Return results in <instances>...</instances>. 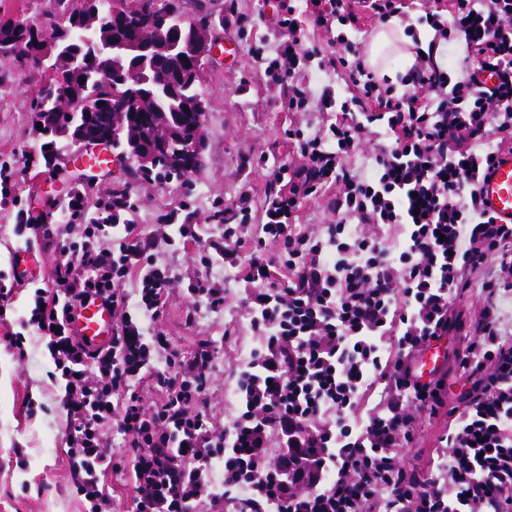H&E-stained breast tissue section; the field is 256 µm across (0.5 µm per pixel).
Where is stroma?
<instances>
[{"mask_svg":"<svg viewBox=\"0 0 512 512\" xmlns=\"http://www.w3.org/2000/svg\"><path fill=\"white\" fill-rule=\"evenodd\" d=\"M211 37L237 46L234 62L210 53L204 68L206 107L204 146L198 168L180 180L160 183L135 176L130 167L118 165L95 180L92 198L108 197L113 190L127 191L136 224L153 227L160 217L179 210V219L201 224L214 211L230 205L242 193L261 200L268 172L296 163L286 132H310L324 125L320 112H290L281 104L282 91L270 86L264 68L249 53L257 41L275 45L277 0H207ZM44 76L13 56L0 55V157L19 162L11 191L17 205H0V283L12 285L10 309L0 316V512H83L70 479L69 449L60 399L65 382L42 340L27 335L24 351L12 348L8 332H19L28 316L33 286H13L11 257L19 240L14 233L18 210L43 213L47 223L58 221V207L83 177L73 162L77 145H58L55 168L44 164L23 168L26 152L38 151L42 141L35 127L31 102ZM159 262L171 264L178 280L166 309L156 319L145 320L150 331H162L171 350L190 358L199 339L213 343L215 374L210 383L211 406L217 421L235 412V385L229 366L245 361L257 347L237 284H230V305L221 312L200 310L195 323L185 321V288L198 278L224 280L226 269L217 264L203 268L195 251L171 253L159 249ZM234 327L225 336V327ZM448 424L446 416L421 417L420 427L403 456L407 467L425 476H436L437 438Z\"/></svg>","mask_w":512,"mask_h":512,"instance_id":"1","label":"stroma"}]
</instances>
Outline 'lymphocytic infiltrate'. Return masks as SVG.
Masks as SVG:
<instances>
[{
    "mask_svg": "<svg viewBox=\"0 0 512 512\" xmlns=\"http://www.w3.org/2000/svg\"><path fill=\"white\" fill-rule=\"evenodd\" d=\"M306 0L282 5L281 40L264 74L289 111L336 113L326 130L288 138L301 162L268 176L262 205L244 193L224 209L222 241L202 224L152 232L125 219L127 195L91 208L79 188L66 199L80 238L61 240L43 215L16 225L25 247L56 254L50 289H36L28 326L45 338L65 382L61 406L72 486L84 512H109L100 484L112 466L110 429L128 443L135 512H512V336L501 302L512 296V224L482 208L478 183L512 153V0ZM331 33L341 56L307 46L304 17ZM400 18L408 37L428 27L425 55L396 82L366 68L354 35L366 23ZM343 75L350 94H336ZM369 153L371 170L348 161ZM327 195L334 223L312 234L298 223L304 200ZM41 234L28 238L31 229ZM171 252L200 246L199 262H224L242 284V307L262 338L231 375L235 415L216 426L206 412L215 355L200 339L189 359L146 333L171 296ZM480 284L467 320L453 300ZM137 294L129 308L126 287ZM112 304L110 348L89 351L69 327L89 294ZM187 323L199 308L219 312V281L189 283ZM453 331L468 344L455 366L468 386L448 403V373L416 369L433 341ZM147 381V392L134 381ZM380 401L367 417V396ZM447 414L437 469L449 485L401 462L422 415Z\"/></svg>",
    "mask_w": 512,
    "mask_h": 512,
    "instance_id": "f902f5d3",
    "label": "lymphocytic infiltrate"
}]
</instances>
